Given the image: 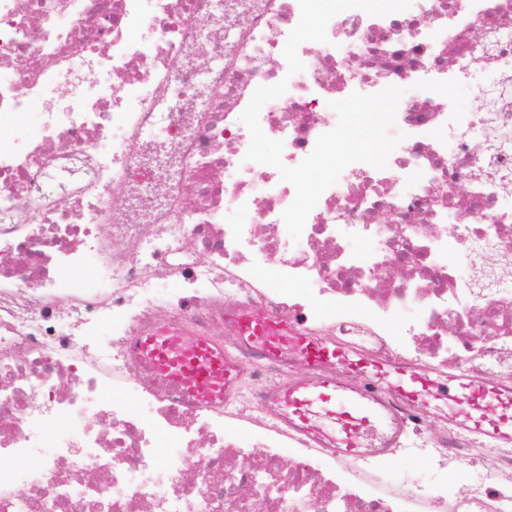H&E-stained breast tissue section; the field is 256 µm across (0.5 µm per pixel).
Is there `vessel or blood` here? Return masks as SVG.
<instances>
[{
    "instance_id": "obj_1",
    "label": "vessel or blood",
    "mask_w": 512,
    "mask_h": 512,
    "mask_svg": "<svg viewBox=\"0 0 512 512\" xmlns=\"http://www.w3.org/2000/svg\"><path fill=\"white\" fill-rule=\"evenodd\" d=\"M239 339L267 358L301 364L303 378L284 382L271 394L269 411L289 433L319 448L357 455L397 447L400 435L378 395L394 392L421 401L424 392L446 396V413L466 431L491 439L512 440V390L490 389L464 375L444 386L432 371L381 361L354 348L308 336L285 323L254 312L237 316ZM149 357L172 382L195 398L213 402L234 393L240 364L231 350L213 348L201 336H150ZM360 380V389L344 377Z\"/></svg>"
}]
</instances>
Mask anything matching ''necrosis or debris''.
Masks as SVG:
<instances>
[{
  "mask_svg": "<svg viewBox=\"0 0 512 512\" xmlns=\"http://www.w3.org/2000/svg\"><path fill=\"white\" fill-rule=\"evenodd\" d=\"M300 14L299 0H0V125L44 107L25 139L0 140V512H512V441L396 395L405 453L466 472L463 493L404 475L382 492L370 456L289 437L265 398L304 369L231 327L256 308L381 360L512 385V0L340 13L291 76ZM476 74L479 105L459 110L446 90ZM283 79L259 123L289 167L336 126L330 100L411 89L387 167L349 169L297 240L282 219L295 189L246 160L239 120ZM160 327L234 352L228 402L132 353Z\"/></svg>",
  "mask_w": 512,
  "mask_h": 512,
  "instance_id": "4bbe7bcc",
  "label": "necrosis or debris"
}]
</instances>
